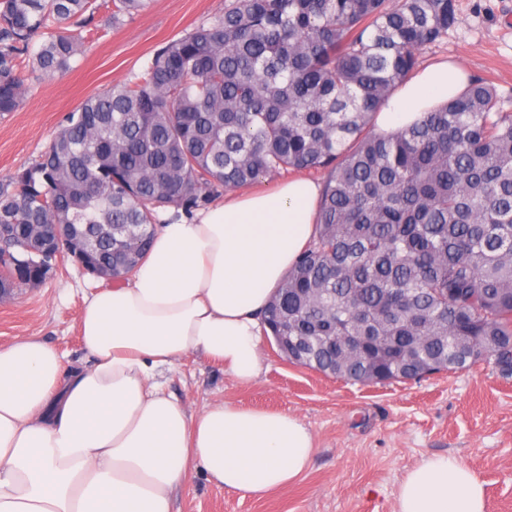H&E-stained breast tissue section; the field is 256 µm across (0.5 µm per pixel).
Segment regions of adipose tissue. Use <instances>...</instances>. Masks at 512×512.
Segmentation results:
<instances>
[{"label": "adipose tissue", "instance_id": "ef3b65f1", "mask_svg": "<svg viewBox=\"0 0 512 512\" xmlns=\"http://www.w3.org/2000/svg\"><path fill=\"white\" fill-rule=\"evenodd\" d=\"M463 69L424 67L376 117L417 122L464 88ZM320 186L231 193L193 214L159 213L151 249L125 282L85 299L89 366L65 370L35 336L0 346V512H173L189 472L262 498L292 484L315 452L295 415L214 402L189 410L160 377L202 355L241 383L263 371L260 319L316 232ZM398 512H484V488L455 456L424 457L403 478Z\"/></svg>", "mask_w": 512, "mask_h": 512}]
</instances>
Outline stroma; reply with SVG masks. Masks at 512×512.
Wrapping results in <instances>:
<instances>
[{
    "label": "stroma",
    "instance_id": "obj_1",
    "mask_svg": "<svg viewBox=\"0 0 512 512\" xmlns=\"http://www.w3.org/2000/svg\"><path fill=\"white\" fill-rule=\"evenodd\" d=\"M223 8L224 0H151L124 26L101 28L65 76L31 79L23 107L0 118V179L34 161L67 112L141 71L164 42ZM456 14L447 36L423 51L421 64L454 60L469 75L492 81L512 109V0H456ZM97 284L59 258L43 283L0 300V345L37 336L58 350L66 368L89 366L79 323L84 298ZM261 347L264 372L252 384L234 381L199 354L184 356L161 380L193 411L225 401L298 416L316 440L309 469L261 500L227 492L198 470L185 481L175 512H395L401 479L433 453L456 456L477 476L485 512H512V381L479 363L456 374L362 386L288 363L271 337Z\"/></svg>",
    "mask_w": 512,
    "mask_h": 512
}]
</instances>
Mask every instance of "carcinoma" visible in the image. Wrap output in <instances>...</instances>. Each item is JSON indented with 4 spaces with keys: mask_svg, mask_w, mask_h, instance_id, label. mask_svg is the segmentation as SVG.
Segmentation results:
<instances>
[{
    "mask_svg": "<svg viewBox=\"0 0 512 512\" xmlns=\"http://www.w3.org/2000/svg\"><path fill=\"white\" fill-rule=\"evenodd\" d=\"M151 0H0V117L28 76L66 75L109 12ZM455 0H224V9L70 111L34 163L0 179V289L46 280L35 225L67 224L92 271L157 214L224 191L323 175L316 235L264 314L295 365L367 386L482 362L512 378V112L492 84L391 134L375 116L455 24ZM330 336H353L350 348Z\"/></svg>",
    "mask_w": 512,
    "mask_h": 512,
    "instance_id": "carcinoma-1",
    "label": "carcinoma"
}]
</instances>
